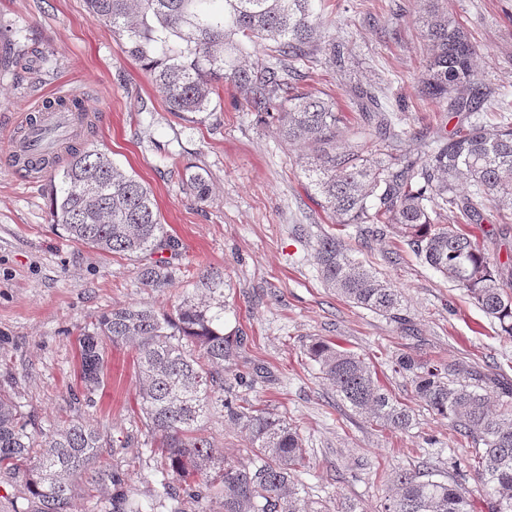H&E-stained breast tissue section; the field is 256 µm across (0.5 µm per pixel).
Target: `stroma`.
I'll return each instance as SVG.
<instances>
[{"label":"stroma","instance_id":"35a3bbf8","mask_svg":"<svg viewBox=\"0 0 512 512\" xmlns=\"http://www.w3.org/2000/svg\"><path fill=\"white\" fill-rule=\"evenodd\" d=\"M444 5L478 47L483 110L495 125L498 110L512 105V0ZM424 8V0H319L326 40L344 43L346 51L334 66L322 54L298 65L294 84L335 97L350 141L359 138L352 91L360 86L372 87L386 111L400 114L410 153L456 128L458 114L421 94ZM11 39L40 49L26 65H0V387L25 412L45 429L76 417L106 429L121 447L104 450L100 463L136 462L123 491L147 502L153 462L139 414L135 351L107 347L95 405L84 408L69 399L82 388L78 338L112 308H169L195 293L200 270L211 266L224 271L232 305L226 329L249 336L248 359L268 375L251 392L253 403L277 409L303 440L310 465L294 477L306 498L330 512L346 501L360 512H380L397 471L424 466L458 478L448 455L467 457L468 443L456 442L447 421L426 410L391 357L408 348L437 361L463 359L512 384V336L502 335L463 289L419 264L403 242L387 236L363 245L356 227L337 226L301 172V147L283 141L270 117L235 109L233 88H219L214 112H168L149 75L85 0H0V42ZM74 94L91 111L82 139L151 190L178 240L173 287H144L143 257L81 245L52 227L48 175L24 174L9 162L7 141L26 113ZM197 172L207 173L210 184L203 202L186 187ZM327 233L400 289L416 337H402L396 322L325 288L313 245ZM317 338L365 355L379 383L413 409L412 429L377 426L340 400L303 352ZM206 430L226 459L248 462L241 429L216 414Z\"/></svg>","mask_w":512,"mask_h":512}]
</instances>
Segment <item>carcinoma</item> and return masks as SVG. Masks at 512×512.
<instances>
[{
    "mask_svg": "<svg viewBox=\"0 0 512 512\" xmlns=\"http://www.w3.org/2000/svg\"><path fill=\"white\" fill-rule=\"evenodd\" d=\"M314 0H87L91 13L124 39V53L152 79L168 111H210L218 85L242 96V107L273 117L279 135L305 145L301 170L321 208L340 224H352L363 239L400 238L415 258L463 288L469 298L512 336V258L501 260L485 242L461 225L485 223L494 213L492 235L512 232V113L499 114L494 130L475 117L481 105L474 59L476 45L440 6L426 0L422 39L426 58L422 93L470 118L449 136L413 157L397 152L399 118L383 110L372 88L355 91L364 125L380 158L370 163L362 145L337 147L343 116L332 97L289 94L287 76L295 64L325 51L341 60V45L322 47L321 16ZM47 112L86 114L80 96L59 97ZM69 161L56 168L54 157L16 156L13 166L49 174L52 225L92 248L120 255L148 253L140 282L167 288L173 268L162 253L178 254L179 242L167 235L151 191L124 172L105 152L74 136L67 141ZM454 224H441L446 213ZM324 286L357 307L385 316L414 332L401 313V293L357 261L334 234L314 245ZM224 273L203 270L202 295L182 298L168 312L147 307L102 313L93 331L78 337L82 393L75 403H93L104 376L105 343L131 344L141 377L140 410L157 488L149 510L117 493L111 512H200L204 502L215 512H329L301 495L293 471L307 466L297 427L269 408L252 403L260 368L242 371L233 360L249 339L240 330L224 333ZM336 395L380 426L406 431L411 411L378 382L370 363L352 351L316 339L306 347ZM394 369L411 379L424 405L448 419L452 437L475 448L467 462L484 491L491 512H512V389L502 391L500 407L491 404L489 374L464 361H422L400 352ZM215 413L248 436L251 457L235 465L219 454L205 434ZM114 441L85 420H72L46 433L0 387V478L24 484L32 497L26 512H66L75 479ZM126 473L101 465L93 487H120ZM382 512H476L462 484L432 471H399L391 480Z\"/></svg>",
    "mask_w": 512,
    "mask_h": 512,
    "instance_id": "cac0c4a2",
    "label": "carcinoma"
}]
</instances>
